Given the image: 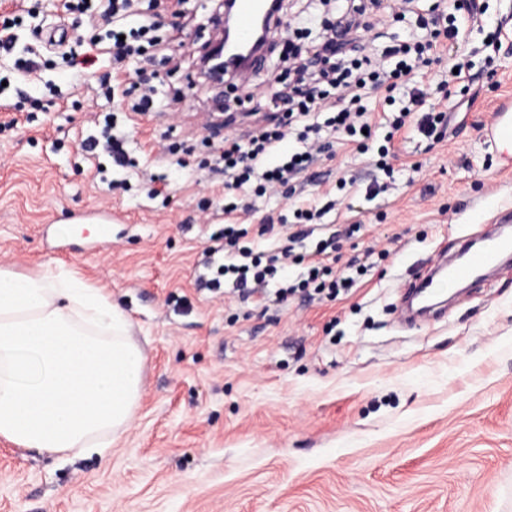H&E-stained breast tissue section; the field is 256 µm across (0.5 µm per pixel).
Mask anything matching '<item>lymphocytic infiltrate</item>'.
<instances>
[{"label":"lymphocytic infiltrate","instance_id":"obj_1","mask_svg":"<svg viewBox=\"0 0 512 512\" xmlns=\"http://www.w3.org/2000/svg\"><path fill=\"white\" fill-rule=\"evenodd\" d=\"M62 8L67 13L97 12L116 21L104 32L91 34L87 52L62 56L70 68L89 69L96 64L94 50H105L112 74L101 80L99 95L111 96L112 79L122 73L128 59L150 56L160 48L154 35L156 24L149 17L139 16L137 0H63ZM483 14V0H470L460 15L443 12L430 18L417 16L408 39L393 41L376 55L337 58L330 69L319 64L321 42L312 41L297 67L298 73L309 75L311 81L292 87L288 108L279 123L260 131L244 145L225 140L216 167L224 178L225 215L239 210L242 190H250L257 197L274 193L309 171L336 143L355 146L360 153L370 155L376 170L393 174L391 161L396 156L397 136L414 128L429 139L451 121L446 112L425 109V90L409 87L411 74L444 59L449 68L455 69L457 84L465 88L473 84L470 61L462 55L450 59L446 53L449 45L462 41L468 26L481 21ZM373 97L380 107L376 118L367 107ZM95 127L94 134L83 143L84 151L97 158L96 173L108 189H128V182L110 179L112 171L137 165L112 113L98 115ZM321 215L316 208H297L300 230L282 238L270 221L262 226V241L252 245L243 243V230L228 221L221 232L223 247L207 251L196 279L197 288L218 292L229 287L242 300L258 295L273 298L278 304L298 293L310 298L321 294L333 298L352 288L357 278L366 274V264L354 257L340 270L331 253L332 240L319 241L311 251L303 244L308 236L306 224Z\"/></svg>","mask_w":512,"mask_h":512}]
</instances>
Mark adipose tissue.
Here are the masks:
<instances>
[{"instance_id":"1","label":"adipose tissue","mask_w":512,"mask_h":512,"mask_svg":"<svg viewBox=\"0 0 512 512\" xmlns=\"http://www.w3.org/2000/svg\"><path fill=\"white\" fill-rule=\"evenodd\" d=\"M146 356L124 312L66 268H0V438L106 454L138 406Z\"/></svg>"}]
</instances>
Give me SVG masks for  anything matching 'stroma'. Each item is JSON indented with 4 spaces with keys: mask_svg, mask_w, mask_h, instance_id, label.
<instances>
[{
    "mask_svg": "<svg viewBox=\"0 0 512 512\" xmlns=\"http://www.w3.org/2000/svg\"><path fill=\"white\" fill-rule=\"evenodd\" d=\"M483 31L464 52L477 76L472 101L440 83L447 63L415 72L427 107L450 111L440 140L397 141L388 189L366 155L334 148L302 198L324 205L338 179L342 199L323 221L338 232L336 254L386 252L349 293L291 298L269 309L198 291L195 279L215 225L224 223L222 176L209 172L223 139L246 142L278 113L294 51L280 45L246 94L202 83L193 60L210 34L217 0H142L159 34L179 26L173 63L129 61L113 98L96 86L111 70L47 62L18 79L25 100L62 98L33 122L0 100V267L20 275L73 268L110 295L146 354L142 395L129 429L106 456L68 460L0 439V512H512V265L486 288L449 297L448 312L401 324L413 274L461 240L491 232L512 209V170L503 171L482 127L512 101V0H486ZM25 11L18 45L48 54L51 32L84 51L88 29L58 0H0ZM501 30L502 43L485 34ZM155 74L159 111L120 124L137 167L131 188L107 193L82 142L98 113L118 108L140 74ZM221 92L223 118L209 145L203 125ZM195 139L192 153L162 159L165 146ZM167 175L168 192L141 183ZM237 223L292 221L293 200L252 201ZM354 236L344 230L354 221Z\"/></svg>",
    "mask_w": 512,
    "mask_h": 512,
    "instance_id": "obj_1",
    "label": "stroma"
}]
</instances>
